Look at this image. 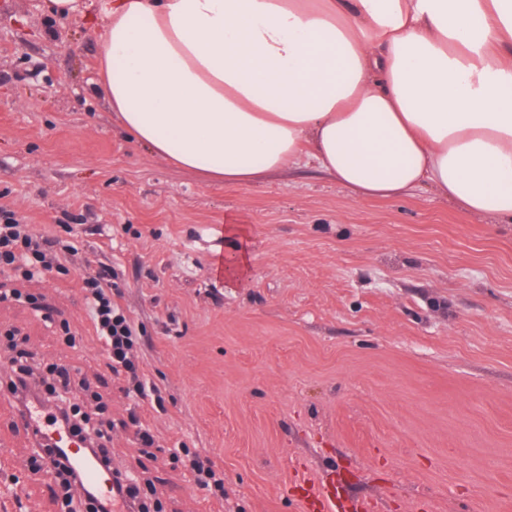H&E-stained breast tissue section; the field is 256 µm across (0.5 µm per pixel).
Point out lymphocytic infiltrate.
<instances>
[{
  "instance_id": "f902f5d3",
  "label": "lymphocytic infiltrate",
  "mask_w": 512,
  "mask_h": 512,
  "mask_svg": "<svg viewBox=\"0 0 512 512\" xmlns=\"http://www.w3.org/2000/svg\"><path fill=\"white\" fill-rule=\"evenodd\" d=\"M63 249L59 240L29 224L20 223L13 213L0 210V274H13L26 279L59 267ZM82 292L102 346L107 365L124 380L122 391L135 405L129 414L134 435L140 447L154 443L151 430L144 426L136 408L146 401H159L158 388L144 377L134 361L139 344V328L130 313L114 298L116 285L110 267L100 264L87 267L81 275ZM1 344L9 354L11 372L6 386L17 406L40 402L46 420L52 426H67L73 434L93 443L104 462H111V437L106 430L91 429L79 404L73 403L72 390H87L84 379L64 363L42 365L33 353L18 349L14 332H6ZM148 478L129 471L113 470L112 497L122 501L129 512H151L146 495Z\"/></svg>"
}]
</instances>
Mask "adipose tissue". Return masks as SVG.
I'll list each match as a JSON object with an SVG mask.
<instances>
[{
    "instance_id": "ef3b65f1",
    "label": "adipose tissue",
    "mask_w": 512,
    "mask_h": 512,
    "mask_svg": "<svg viewBox=\"0 0 512 512\" xmlns=\"http://www.w3.org/2000/svg\"><path fill=\"white\" fill-rule=\"evenodd\" d=\"M106 98L212 180L316 164L512 224V0H100Z\"/></svg>"
}]
</instances>
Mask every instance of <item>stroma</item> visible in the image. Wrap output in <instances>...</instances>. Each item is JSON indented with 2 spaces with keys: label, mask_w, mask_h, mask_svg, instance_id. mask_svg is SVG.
Segmentation results:
<instances>
[{
  "label": "stroma",
  "mask_w": 512,
  "mask_h": 512,
  "mask_svg": "<svg viewBox=\"0 0 512 512\" xmlns=\"http://www.w3.org/2000/svg\"><path fill=\"white\" fill-rule=\"evenodd\" d=\"M42 4L0 0V209L70 250L21 285L42 310L0 301V327L126 419L79 279L113 268L164 401L140 410L163 512H301L302 471L374 512H512V224L429 190L359 198L313 165L203 181L129 138L100 30ZM243 240L245 273L216 275ZM13 407L0 392V512H64ZM190 450L223 497L194 485Z\"/></svg>",
  "instance_id": "stroma-1"
}]
</instances>
